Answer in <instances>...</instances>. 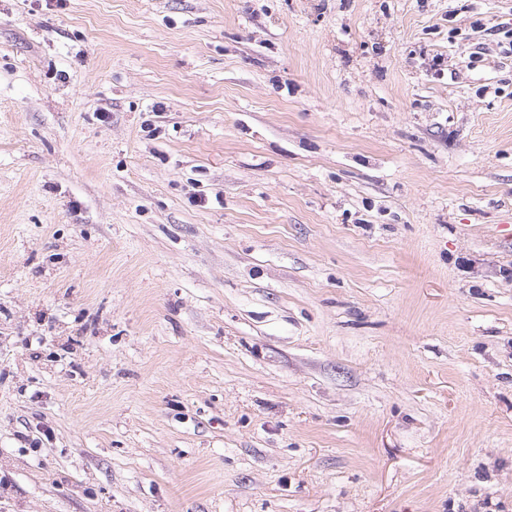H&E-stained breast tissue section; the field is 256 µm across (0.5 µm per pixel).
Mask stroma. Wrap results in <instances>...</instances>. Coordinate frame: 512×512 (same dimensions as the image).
Listing matches in <instances>:
<instances>
[{"mask_svg": "<svg viewBox=\"0 0 512 512\" xmlns=\"http://www.w3.org/2000/svg\"><path fill=\"white\" fill-rule=\"evenodd\" d=\"M505 27L0 0V512H512Z\"/></svg>", "mask_w": 512, "mask_h": 512, "instance_id": "obj_1", "label": "stroma"}]
</instances>
